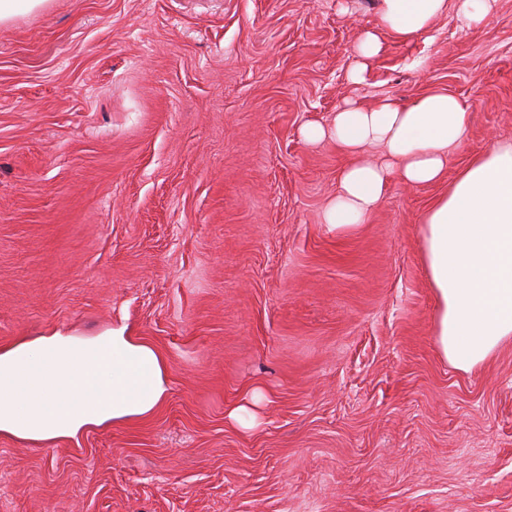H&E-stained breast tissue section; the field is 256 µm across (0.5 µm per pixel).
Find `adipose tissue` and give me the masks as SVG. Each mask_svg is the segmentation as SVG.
I'll use <instances>...</instances> for the list:
<instances>
[{
    "label": "adipose tissue",
    "instance_id": "obj_1",
    "mask_svg": "<svg viewBox=\"0 0 512 512\" xmlns=\"http://www.w3.org/2000/svg\"><path fill=\"white\" fill-rule=\"evenodd\" d=\"M496 0H379L380 31L356 49L352 81H362L381 35L407 41L455 9L464 25L483 21ZM467 112L449 93L410 105L346 102L330 126L311 123L305 142L335 140L348 156L327 224L351 232L379 203L390 178L411 186L441 181L464 140ZM381 161L366 159L369 147ZM421 261L438 309L437 345L461 371L483 364L512 339V142L476 154L421 221ZM169 365L127 326L91 336L55 332L0 346V435L42 447L94 427L151 418L168 395Z\"/></svg>",
    "mask_w": 512,
    "mask_h": 512
}]
</instances>
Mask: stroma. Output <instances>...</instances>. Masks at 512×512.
<instances>
[{
    "label": "stroma",
    "instance_id": "35a3bbf8",
    "mask_svg": "<svg viewBox=\"0 0 512 512\" xmlns=\"http://www.w3.org/2000/svg\"><path fill=\"white\" fill-rule=\"evenodd\" d=\"M378 0H47L0 23V344L127 325L169 363L150 419L0 437V512H512V342L471 371L419 259L443 184L326 224L345 100L468 113L448 177L512 139V0L384 40ZM265 394L246 431L229 409ZM382 48L380 36L377 32L367 31L355 49L356 62L351 71V80L360 82L363 80L368 62L379 54Z\"/></svg>",
    "mask_w": 512,
    "mask_h": 512
}]
</instances>
